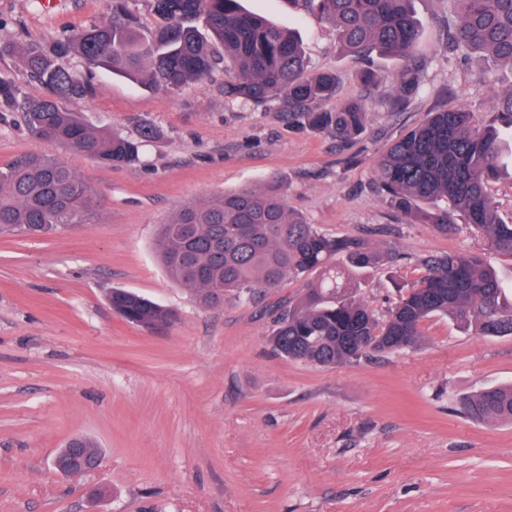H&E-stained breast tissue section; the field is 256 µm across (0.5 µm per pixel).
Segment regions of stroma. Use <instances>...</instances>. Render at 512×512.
I'll use <instances>...</instances> for the list:
<instances>
[{
  "instance_id": "1",
  "label": "stroma",
  "mask_w": 512,
  "mask_h": 512,
  "mask_svg": "<svg viewBox=\"0 0 512 512\" xmlns=\"http://www.w3.org/2000/svg\"><path fill=\"white\" fill-rule=\"evenodd\" d=\"M302 38L309 72L335 71L336 104L381 81L358 143L291 127L276 104L231 102L225 72L178 90L106 70L69 103L84 122L157 136L144 164L112 166L62 151L99 195L95 223L30 239L0 237V512H512V422L464 416L460 398L512 383V335L482 336L438 315L413 349L333 369L289 362L267 343L287 277L256 301L202 308L153 251L158 224L180 207L272 176L288 206L320 231L364 240L398 260L356 271L357 296L382 315L420 257L485 252L468 231L407 222L375 192L373 161L427 113L463 106L484 120L512 88V68L477 76L479 56H449L450 0H414L417 53L431 63L404 111L389 100L398 60H361L300 0H241ZM110 0H0V43H49L106 19ZM18 112L0 108V167L41 150ZM125 288L169 309V323H128L107 295ZM93 440L99 470L64 478L51 459L73 435ZM100 491L90 500L91 491Z\"/></svg>"
}]
</instances>
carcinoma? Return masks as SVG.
<instances>
[{
  "mask_svg": "<svg viewBox=\"0 0 512 512\" xmlns=\"http://www.w3.org/2000/svg\"><path fill=\"white\" fill-rule=\"evenodd\" d=\"M452 2L456 20L444 31L448 48L464 58L480 54L512 67V0ZM304 3L335 28L342 50L362 59L378 54L401 61L394 111L418 96L427 61L415 52L420 24L413 0ZM151 11L157 24L146 29L132 0H111L110 17L65 32L49 45L0 44V56L18 55L28 76L48 89L41 98H25L13 80L0 78V106L20 112L27 129L50 146L0 167V235H46L95 217V192L51 148L134 166L144 163L143 143L157 136L149 122L132 139L91 127L65 108L63 103L92 92L61 64L72 54L88 71L103 68L171 90L201 82L230 61L233 74L224 80V98L256 106L277 99L283 118L300 130L345 142L364 137L370 97L336 109L315 107L336 96V73L306 75L296 36L244 11L239 0H151ZM506 130L512 132V90L480 126L462 106L431 112L377 159L376 189L393 210L439 234L457 232L455 219L463 217L489 252L512 258V220L503 219L489 192L499 176ZM153 249L169 279L203 308L224 303L230 294L275 288L287 275L314 276L301 295L275 310L268 343L288 361L334 368L410 349L420 342L423 323L436 314L483 335L512 334V303L482 254L422 257L425 273L383 317L375 316L357 298L350 271L392 263L396 255L372 252L358 238L319 232L289 209L286 188L276 179L182 206L157 225ZM108 300L113 311L140 326L171 317L165 307L132 291L114 289ZM459 408L490 425L512 421V384L465 397Z\"/></svg>",
  "mask_w": 512,
  "mask_h": 512,
  "instance_id": "obj_1",
  "label": "carcinoma"
}]
</instances>
